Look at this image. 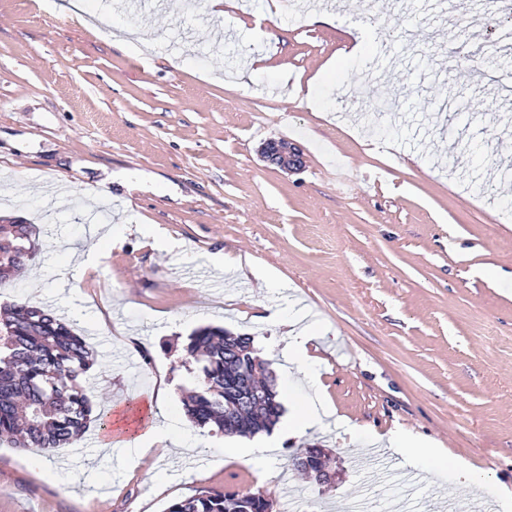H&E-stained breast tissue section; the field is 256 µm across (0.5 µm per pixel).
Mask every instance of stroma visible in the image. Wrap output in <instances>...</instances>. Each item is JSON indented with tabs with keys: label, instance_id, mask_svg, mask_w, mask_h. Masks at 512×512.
<instances>
[{
	"label": "stroma",
	"instance_id": "obj_1",
	"mask_svg": "<svg viewBox=\"0 0 512 512\" xmlns=\"http://www.w3.org/2000/svg\"><path fill=\"white\" fill-rule=\"evenodd\" d=\"M0 0V174L23 170L0 217L37 229L39 252L0 306L73 314L98 359L94 398L112 411L111 458L0 446V512H165L201 490L270 491L273 512H444L471 482L512 491V27L445 0H235L221 18L189 0ZM330 11L331 24L307 23ZM146 39L112 45L114 24ZM365 54L349 58L353 34ZM480 66L449 59L457 41ZM265 71H258V64ZM312 80L309 103L266 85ZM283 139L305 166L261 156ZM171 247H154L149 229ZM87 252L80 270L71 252ZM250 257L273 285L213 270ZM314 333L317 384L290 363L272 314ZM253 336L272 363L285 417L321 398L333 414L302 436L273 429L261 480L250 439L199 428L181 351L194 329ZM173 394L149 413L158 374ZM178 419L199 451L157 448L131 466L119 448ZM431 442L417 468L388 447ZM317 445L327 484L292 459ZM79 471L58 482L62 468ZM261 155L270 165L286 173H296L303 168L304 153L299 147L283 148L271 140L263 145Z\"/></svg>",
	"mask_w": 512,
	"mask_h": 512
}]
</instances>
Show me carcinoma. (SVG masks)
<instances>
[{
    "label": "carcinoma",
    "mask_w": 512,
    "mask_h": 512,
    "mask_svg": "<svg viewBox=\"0 0 512 512\" xmlns=\"http://www.w3.org/2000/svg\"><path fill=\"white\" fill-rule=\"evenodd\" d=\"M38 250L31 224H0V283L14 279ZM185 359L199 365L202 385L183 398L186 416L197 426L252 437L279 421L276 375L260 361V376L248 375L257 357L253 338L220 326L195 329L183 345ZM97 363L95 354L69 324L44 308L15 304L0 314V442L39 448L50 455L82 439L91 423L107 427L93 407L81 377ZM266 390L250 405L235 406L246 382ZM267 495L202 490L170 504L166 512H271Z\"/></svg>",
    "instance_id": "cac0c4a2"
}]
</instances>
